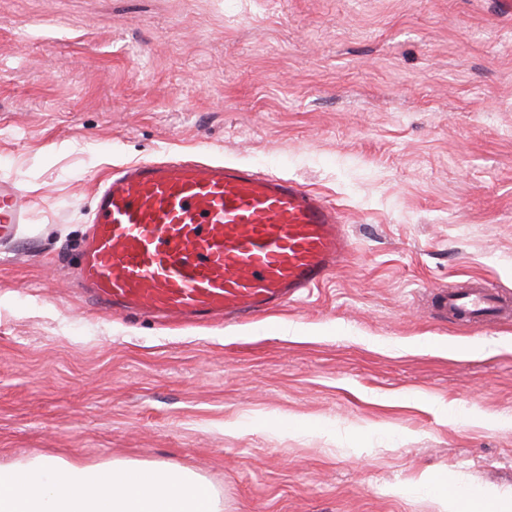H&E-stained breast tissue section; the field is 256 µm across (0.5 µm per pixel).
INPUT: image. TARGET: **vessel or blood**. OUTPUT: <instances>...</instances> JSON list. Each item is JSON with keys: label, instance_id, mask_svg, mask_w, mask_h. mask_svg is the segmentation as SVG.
<instances>
[{"label": "vessel or blood", "instance_id": "obj_1", "mask_svg": "<svg viewBox=\"0 0 512 512\" xmlns=\"http://www.w3.org/2000/svg\"><path fill=\"white\" fill-rule=\"evenodd\" d=\"M77 282L100 310L164 322L245 320L300 301L352 257L339 210L294 180L173 156L111 168L94 194ZM0 180V241L26 223ZM443 321L484 324L512 309L492 283L438 288Z\"/></svg>", "mask_w": 512, "mask_h": 512}]
</instances>
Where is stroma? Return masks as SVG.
<instances>
[{"mask_svg":"<svg viewBox=\"0 0 512 512\" xmlns=\"http://www.w3.org/2000/svg\"><path fill=\"white\" fill-rule=\"evenodd\" d=\"M505 0H0V463L169 462L223 512H437L426 477L512 492V316L442 321L427 294L512 290V7ZM248 164L342 212L353 261L242 325L97 313L72 271L118 165ZM288 414L330 431L225 422ZM28 211L14 179L0 180V242L14 235L19 224H26Z\"/></svg>","mask_w":512,"mask_h":512,"instance_id":"1","label":"stroma"}]
</instances>
